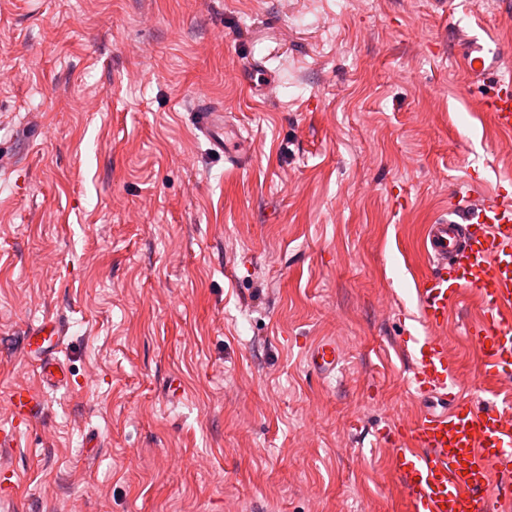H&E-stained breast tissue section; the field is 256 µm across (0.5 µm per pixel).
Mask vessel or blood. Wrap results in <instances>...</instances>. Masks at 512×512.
I'll use <instances>...</instances> for the list:
<instances>
[{
    "mask_svg": "<svg viewBox=\"0 0 512 512\" xmlns=\"http://www.w3.org/2000/svg\"><path fill=\"white\" fill-rule=\"evenodd\" d=\"M467 43L462 66L470 83L485 87L480 105L495 127L512 134V62L496 39L460 32ZM195 126L213 153L234 167L251 161V148L239 131L224 123L221 107L203 102ZM479 180L459 193L460 208L451 217L426 225L421 250L430 271L415 288L419 329L409 334L415 364L409 387L422 405L395 429L393 469L407 512H505L512 507V394L485 402L465 397L454 378L442 334L448 315L462 297L476 292L478 317L467 329L484 374L512 382V197L487 196ZM63 326L46 321L28 330L21 351L40 381L63 379L56 352ZM308 363L320 376L338 369L334 342L322 340L309 351ZM9 426L0 427V447L9 448L20 428L36 422L45 405L36 384L16 383L7 396Z\"/></svg>",
    "mask_w": 512,
    "mask_h": 512,
    "instance_id": "vessel-or-blood-1",
    "label": "vessel or blood"
}]
</instances>
